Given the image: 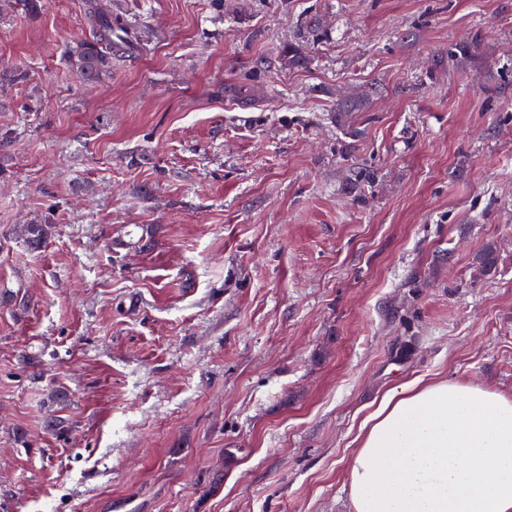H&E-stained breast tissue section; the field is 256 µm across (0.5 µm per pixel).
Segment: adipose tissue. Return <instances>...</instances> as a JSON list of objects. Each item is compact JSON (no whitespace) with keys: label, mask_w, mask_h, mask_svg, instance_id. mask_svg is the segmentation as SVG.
<instances>
[{"label":"adipose tissue","mask_w":512,"mask_h":512,"mask_svg":"<svg viewBox=\"0 0 512 512\" xmlns=\"http://www.w3.org/2000/svg\"><path fill=\"white\" fill-rule=\"evenodd\" d=\"M344 490L353 512H512V398L448 381L386 393Z\"/></svg>","instance_id":"obj_1"}]
</instances>
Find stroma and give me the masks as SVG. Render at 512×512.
<instances>
[{"instance_id": "obj_1", "label": "stroma", "mask_w": 512, "mask_h": 512, "mask_svg": "<svg viewBox=\"0 0 512 512\" xmlns=\"http://www.w3.org/2000/svg\"><path fill=\"white\" fill-rule=\"evenodd\" d=\"M120 2L92 86L84 0L0 7V512H352L387 390L512 397V0ZM85 14L93 28L92 40L80 43L69 61L80 81L93 83L120 65L138 49L137 37L120 11L102 10L98 1L87 0ZM51 229V224H26L23 228V236L27 248L32 252L41 250L51 237Z\"/></svg>"}]
</instances>
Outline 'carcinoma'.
<instances>
[{"mask_svg":"<svg viewBox=\"0 0 512 512\" xmlns=\"http://www.w3.org/2000/svg\"><path fill=\"white\" fill-rule=\"evenodd\" d=\"M85 14L93 28L92 40L81 42L69 61L80 81L93 83L140 49V45L122 12L103 10L97 0H86ZM299 30L314 44L324 37L322 23L315 17L300 19ZM51 229L52 225L46 223L25 225L27 248L32 252L41 250L51 237Z\"/></svg>","mask_w":512,"mask_h":512,"instance_id":"obj_1","label":"carcinoma"}]
</instances>
